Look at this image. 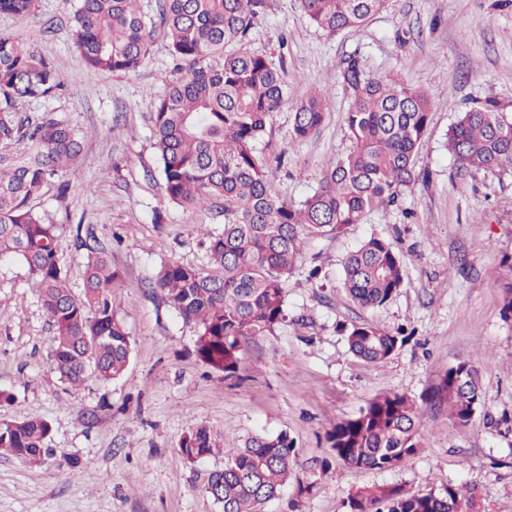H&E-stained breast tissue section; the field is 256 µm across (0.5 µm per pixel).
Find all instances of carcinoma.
<instances>
[{
  "label": "carcinoma",
  "mask_w": 512,
  "mask_h": 512,
  "mask_svg": "<svg viewBox=\"0 0 512 512\" xmlns=\"http://www.w3.org/2000/svg\"><path fill=\"white\" fill-rule=\"evenodd\" d=\"M388 0H300L313 24L329 32L360 29ZM34 0H0V13L26 17ZM265 0H158L148 17L138 0H79L73 14L75 47L94 71L130 72L161 30L174 61L151 116L158 168L168 203L224 210V229L210 236L216 271L164 262L154 280L184 322L194 326L195 352L206 365L237 374L242 355L257 338L270 336L285 319V285L307 239L341 233L365 214L386 206L418 180L415 159L431 112L426 92L398 76H379L351 57L338 75L350 96L345 123L352 147L330 161L318 188L298 204L275 197L257 144L287 102L280 70L264 55L229 47L248 38ZM63 83L51 59L22 40L0 35V143L24 145L0 166V260L22 261L38 288L53 337L50 365L60 379L80 386L92 378L109 384L132 356L126 321L112 306L123 272L112 254L90 249L81 294L69 287L57 240L60 224H48L31 206L42 187L65 177L81 153L76 130L62 119L32 123L24 111L33 100L59 95ZM328 92L316 89L296 102L290 136L303 140L324 121ZM448 150L471 174L512 162V116L487 99L462 113L448 132ZM343 286L363 307H380L401 288L405 269L392 245L371 237L343 263ZM354 355L384 363L403 343L400 333L371 325L347 331ZM469 392L441 379L431 402L446 405L458 425L481 404L480 369L469 361ZM423 411L406 394L388 392L327 433L331 454L302 459L287 433L252 437L224 461L207 483L223 512H260L294 482L297 496L313 492L338 462L356 470L397 466L422 446ZM52 426L41 417L0 422V452L31 464L50 452ZM224 434L206 426L184 434L179 452L195 462L223 452ZM473 491L448 484L443 492L398 485L354 491L347 512H472Z\"/></svg>",
  "instance_id": "obj_1"
}]
</instances>
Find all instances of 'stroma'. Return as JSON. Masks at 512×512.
<instances>
[{
	"mask_svg": "<svg viewBox=\"0 0 512 512\" xmlns=\"http://www.w3.org/2000/svg\"><path fill=\"white\" fill-rule=\"evenodd\" d=\"M77 5L35 0L29 17L0 14V33L51 58L63 77L61 95L25 111L84 132L82 152L66 193L48 184L32 205L65 227L58 253L74 293L88 258L79 239L111 251L124 272L114 305L133 353L112 383L62 382L49 366L52 328L26 266L0 261V389L8 393L0 421L37 416L52 425L40 463L0 455V512H220L207 479L247 438L285 432L302 457L328 455L333 423L380 393L428 397L462 360L483 375L469 424L425 407L423 446L396 467L337 465L310 496L289 487L261 512H346L359 487L440 491L451 482L473 490L477 512H512V318L502 314L512 283V165L473 176L447 146L449 129L475 103L512 106V0H389L364 28L337 34L316 27L299 0H266L245 46L285 75L289 104L260 145L275 196L304 200L326 164L349 151V99L337 82L348 57L425 91L432 112L419 181L361 223L306 241L286 283L285 322L250 345L230 379L197 358L193 327L152 287L163 261L208 269L207 237L224 225L222 213L174 207L164 195L150 116L172 66L167 43L155 36L136 70L91 71L73 43ZM315 86L332 92L323 124L292 140L291 106ZM373 236L394 246L406 270L400 290L374 308L342 284L344 258ZM364 323L404 329L385 363L350 352L346 331ZM202 425L223 431L224 452L193 463L179 441Z\"/></svg>",
	"mask_w": 512,
	"mask_h": 512,
	"instance_id": "stroma-1",
	"label": "stroma"
}]
</instances>
